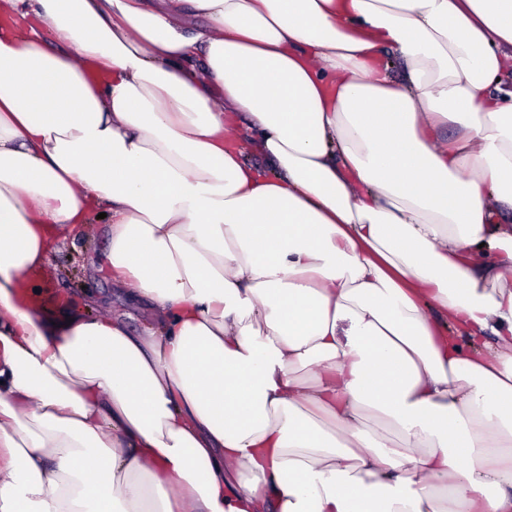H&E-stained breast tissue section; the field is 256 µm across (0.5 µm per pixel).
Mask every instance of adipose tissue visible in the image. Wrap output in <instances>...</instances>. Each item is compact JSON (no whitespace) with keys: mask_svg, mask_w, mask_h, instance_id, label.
I'll return each mask as SVG.
<instances>
[{"mask_svg":"<svg viewBox=\"0 0 512 512\" xmlns=\"http://www.w3.org/2000/svg\"><path fill=\"white\" fill-rule=\"evenodd\" d=\"M0 2V512H512V0ZM0 31H19L25 34L36 32L40 39L46 42L51 40V26L49 22L41 20L34 15L21 16L20 14L0 9ZM108 252V240L100 231L96 237L69 234L58 241L41 270L31 274L40 284L43 303L50 307L70 304L85 312L89 300H98L113 312L126 313L130 329L140 333L144 317L140 303L127 299L117 288H112V278L102 270ZM85 286V289H82Z\"/></svg>","mask_w":512,"mask_h":512,"instance_id":"1","label":"adipose tissue"}]
</instances>
